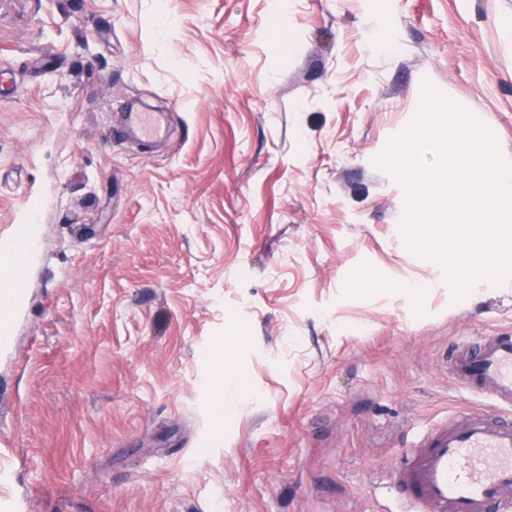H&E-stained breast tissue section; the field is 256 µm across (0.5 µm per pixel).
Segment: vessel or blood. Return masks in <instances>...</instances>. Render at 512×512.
<instances>
[{"label": "vessel or blood", "instance_id": "b4317fda", "mask_svg": "<svg viewBox=\"0 0 512 512\" xmlns=\"http://www.w3.org/2000/svg\"><path fill=\"white\" fill-rule=\"evenodd\" d=\"M127 120L145 137L160 135L154 117ZM445 364L456 382L487 399L427 427L387 478L404 512H512V332L457 342Z\"/></svg>", "mask_w": 512, "mask_h": 512}]
</instances>
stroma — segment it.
<instances>
[{"label": "stroma", "mask_w": 512, "mask_h": 512, "mask_svg": "<svg viewBox=\"0 0 512 512\" xmlns=\"http://www.w3.org/2000/svg\"><path fill=\"white\" fill-rule=\"evenodd\" d=\"M280 7L0 0V251L38 225L0 323L8 512H398L390 464L482 405L441 360L512 329V275L455 296L376 160L429 83L512 163V0ZM132 107L160 139L113 137Z\"/></svg>", "instance_id": "stroma-1"}]
</instances>
